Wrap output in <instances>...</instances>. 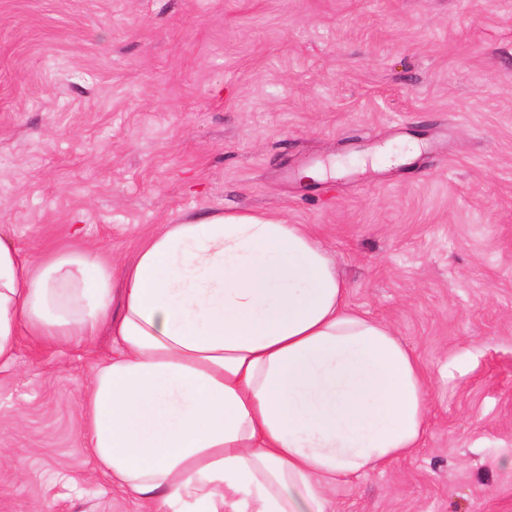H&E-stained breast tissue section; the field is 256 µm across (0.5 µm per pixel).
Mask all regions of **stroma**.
<instances>
[{
	"mask_svg": "<svg viewBox=\"0 0 512 512\" xmlns=\"http://www.w3.org/2000/svg\"><path fill=\"white\" fill-rule=\"evenodd\" d=\"M224 211L305 225L429 379L421 448L335 512H512V0H0V229L24 257L83 245L117 276ZM111 353L105 325L21 338L0 512H145L86 446Z\"/></svg>",
	"mask_w": 512,
	"mask_h": 512,
	"instance_id": "obj_1",
	"label": "stroma"
}]
</instances>
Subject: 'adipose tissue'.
<instances>
[{
	"label": "adipose tissue",
	"mask_w": 512,
	"mask_h": 512,
	"mask_svg": "<svg viewBox=\"0 0 512 512\" xmlns=\"http://www.w3.org/2000/svg\"><path fill=\"white\" fill-rule=\"evenodd\" d=\"M114 352L85 396L98 471L147 512H334L336 483L418 448L429 392L387 324L354 310L300 224L211 213L122 270L71 250L32 267L0 238V368L19 338Z\"/></svg>",
	"instance_id": "ef3b65f1"
}]
</instances>
